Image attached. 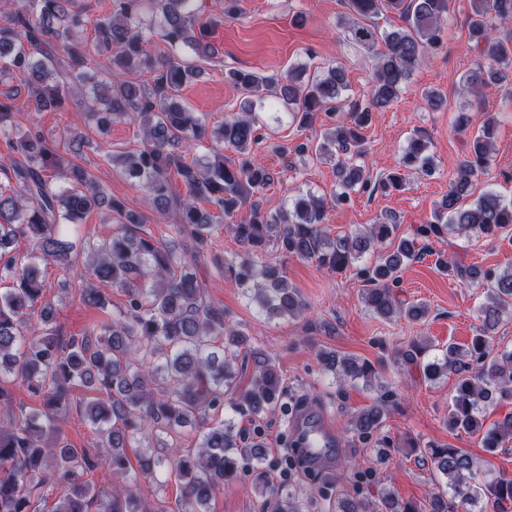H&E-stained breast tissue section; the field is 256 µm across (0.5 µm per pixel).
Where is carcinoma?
<instances>
[{"instance_id":"carcinoma-1","label":"carcinoma","mask_w":512,"mask_h":512,"mask_svg":"<svg viewBox=\"0 0 512 512\" xmlns=\"http://www.w3.org/2000/svg\"><path fill=\"white\" fill-rule=\"evenodd\" d=\"M348 5L347 38L369 51L384 43L375 54L367 102L344 97L348 84L339 65L319 74L297 68L285 75L231 68L224 79L240 91V110L210 126L181 103L180 93L202 73L196 58L215 54V28L237 16V0H216L213 13L206 12L204 0H109L92 40L83 37L86 9L80 0H0V144L9 158L0 163V283L9 284L0 291V512H34L35 504L47 501L57 488L61 493L51 512H90L97 501L102 512H167L147 506L138 493L140 481L155 479L164 468L180 484L173 512H209L215 493L235 483L244 460L251 463L256 490L273 501L275 512H307V499L272 483L263 439L245 440L231 418L207 424L209 412L226 403L254 418L289 411L282 403L280 371L256 352L251 383L237 392L238 362L251 351V338L211 300L197 274L205 261L224 269V257L212 252L217 228L225 224L243 246L230 264L235 286L270 317H296L306 309L282 265L258 260L273 245L286 257L315 260L330 271L372 254L359 269L369 284L363 294L368 310L388 321L418 322L428 316V306L407 304L393 292L417 256L418 238L443 240L450 233L468 240L492 238L512 226V197L488 189L465 203L492 164L499 125L495 112L484 113L448 193L430 220L409 236H395L398 225L390 218L333 237L324 228L326 198L310 190L277 211L254 202L240 216L248 197L275 180L253 152L266 124L255 112L258 102L285 107L300 128L322 116L326 128L319 139L291 147L271 142L267 149L333 163L338 204L369 189L402 192L408 175L435 168L431 142L417 131L402 153V170L373 180L364 162L362 131L374 113L399 98L420 62L443 48L449 0H348ZM385 12L401 17L404 25L380 31L374 19ZM505 22H512V0H472L468 32L475 57L463 84L476 98L493 88L512 99V31L503 34L498 28ZM155 42L163 49L153 50ZM185 46L194 57L178 53ZM102 55L106 59L98 60ZM143 73L151 75L152 84L139 80ZM20 87L36 112L60 110L74 101L85 120L101 128L116 121L136 126L138 146L110 150L106 159L155 211L174 219L170 231L182 248L142 230L146 218L108 197L91 171L71 159L86 144L83 135L73 133L60 144L37 130L19 129L14 110ZM474 110L482 108L456 113L457 131L474 125ZM198 148L204 153L195 154ZM226 151L233 155L225 156ZM102 209L116 225L112 237L77 246L70 227ZM21 238L33 242L23 256L15 253ZM388 241L394 245L381 250ZM43 265L65 275L86 268L90 278L80 292L83 304L106 311L112 305L111 293L103 290L107 286L125 297L123 310L80 335L63 337L53 303L43 302ZM436 265L487 288L478 309L479 335L466 349L450 343L428 360L423 359L426 348L414 345L402 352V360L421 366L430 382L458 376L448 403V428L478 437L493 453L512 443V415L490 423L485 418L488 407L512 398V352L494 354L489 346L512 309V268L495 273L443 253ZM468 357L479 366L474 373ZM319 358L325 373L341 383L370 387L376 380L366 360L333 351H322ZM15 384L40 407L16 414L9 390ZM75 387L100 394L83 407L95 435L92 451L72 445L61 430ZM385 416L382 405L372 404L351 415L347 430L386 454L389 449L377 438ZM192 420L200 427L195 447L170 460L138 451L131 462L128 449L141 440L153 438L159 447H168ZM408 453L428 456L446 479L424 504L401 503L385 493L377 504L346 498L341 512H456L484 497L497 512H512V477L484 480L464 449L423 448L412 441ZM102 469L121 474L125 482L108 490L91 487L85 475Z\"/></svg>"}]
</instances>
